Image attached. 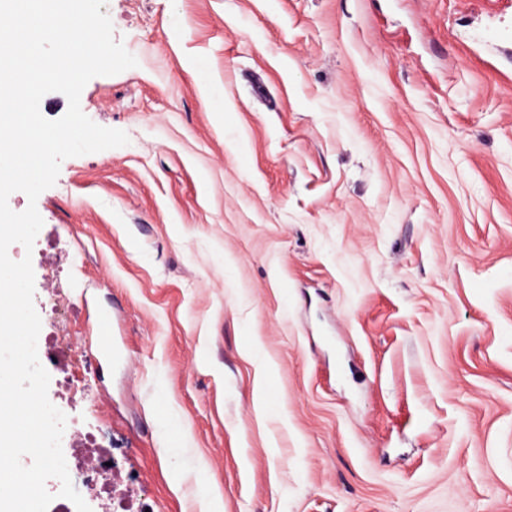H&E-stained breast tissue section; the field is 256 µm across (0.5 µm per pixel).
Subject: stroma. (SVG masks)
I'll return each mask as SVG.
<instances>
[{"instance_id":"35a3bbf8","label":"stroma","mask_w":512,"mask_h":512,"mask_svg":"<svg viewBox=\"0 0 512 512\" xmlns=\"http://www.w3.org/2000/svg\"><path fill=\"white\" fill-rule=\"evenodd\" d=\"M103 11L138 65L80 105L129 143L64 160L8 254L114 497L512 512V0ZM37 351L39 360L46 359L51 362L55 359L70 358L71 360H77L76 346L71 343H60L58 341L52 342L47 338L41 336L38 337Z\"/></svg>"}]
</instances>
